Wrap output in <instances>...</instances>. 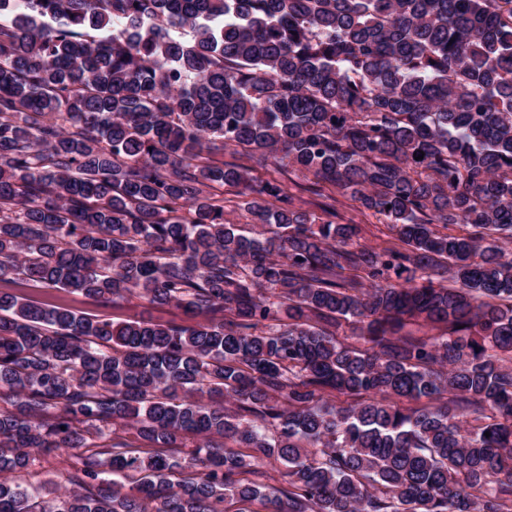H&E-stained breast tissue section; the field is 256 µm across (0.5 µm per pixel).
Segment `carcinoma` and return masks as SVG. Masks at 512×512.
<instances>
[{
	"label": "carcinoma",
	"mask_w": 512,
	"mask_h": 512,
	"mask_svg": "<svg viewBox=\"0 0 512 512\" xmlns=\"http://www.w3.org/2000/svg\"><path fill=\"white\" fill-rule=\"evenodd\" d=\"M0 400V512H512V0H0ZM255 175L262 178H276L281 180L287 187L288 191L305 203L302 207L317 215H322L319 204L325 202L323 196L336 197L339 203L336 204L340 216L345 219L352 218L359 227L358 241L361 245L375 246L382 244L383 241L398 242L395 240L396 233L390 224H386L379 216L373 215L371 212L359 214L350 207L351 202L336 193V188L328 183L321 184L322 197L316 196L306 191V181L297 177L288 169L277 170L273 167H260L255 165ZM218 199L224 198V209L230 212V218L235 224H245L248 219L243 210L236 208V203L239 201L237 196L238 189L230 187H218L213 191ZM7 288H13L14 293L30 299H38L51 302H63L74 308V310L97 313L100 311L92 302L80 296L68 294L63 290H54L49 288H37L27 284L9 285ZM107 313H109L114 321L135 318L182 323L187 320L181 309L174 307L157 308L137 298H132L120 307L108 309ZM67 455L63 453V456H57L52 457L50 460V463H44L43 468H37L36 471H38V475L31 476L28 475L24 478V480L28 483H32L36 485L39 481H43L49 478H52L58 482H61L62 484L65 483V478L63 476V473L67 470H64V468L69 469V467L66 465ZM65 462V463H64Z\"/></svg>",
	"instance_id": "obj_1"
}]
</instances>
